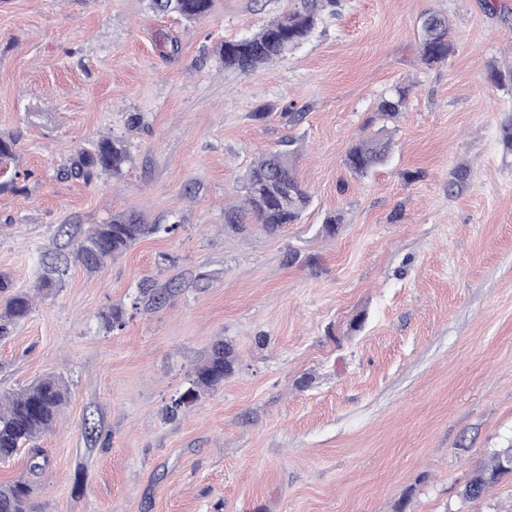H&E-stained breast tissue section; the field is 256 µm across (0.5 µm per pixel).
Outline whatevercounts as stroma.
I'll return each instance as SVG.
<instances>
[{
    "label": "stroma",
    "mask_w": 512,
    "mask_h": 512,
    "mask_svg": "<svg viewBox=\"0 0 512 512\" xmlns=\"http://www.w3.org/2000/svg\"><path fill=\"white\" fill-rule=\"evenodd\" d=\"M292 6L215 0L188 23L148 0H0V135L19 138L0 272L34 293L46 257L69 261L0 341V393L47 374L69 391L37 512H512V473L461 495L512 445V0H339L283 60L225 69L222 43ZM430 13L454 44L433 67ZM400 89L388 161L350 173ZM103 134L128 146L122 174L66 176ZM288 139L301 223L230 228L246 170ZM131 211L174 230L97 272L70 261ZM220 340L232 374L180 404ZM421 60L429 67L444 62L453 50L448 19L429 14L422 20Z\"/></svg>",
    "instance_id": "1"
}]
</instances>
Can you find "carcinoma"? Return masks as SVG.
Listing matches in <instances>:
<instances>
[{
	"label": "carcinoma",
	"instance_id": "obj_1",
	"mask_svg": "<svg viewBox=\"0 0 512 512\" xmlns=\"http://www.w3.org/2000/svg\"><path fill=\"white\" fill-rule=\"evenodd\" d=\"M336 3L337 0H300L299 6L280 13L259 32L225 42L219 48L224 68L247 75L285 58L310 37L324 15L336 14ZM213 4L214 0H151L156 12L173 13L191 23L208 16ZM422 31V62L432 67L445 61L453 50L448 19L429 14L422 20ZM406 102L404 90L380 102L373 121L381 126L373 135L353 140L347 148L344 163L351 173L364 176L387 161L391 150L387 124L397 118ZM297 156L298 150L290 141L288 147L266 152L254 161L239 188L242 205L225 212V223L235 228L243 215L266 231L300 223L312 198L296 176ZM128 160L129 153L123 140L102 136L92 148L75 151L66 172L90 181L97 175L119 174ZM175 229L174 224H148L137 213H118L108 223L97 224L87 232L76 245L74 259L89 270L100 269L141 239ZM59 272L56 264H48L37 292L57 287L55 276ZM10 288V278L0 273V295L6 296L0 313V340L8 337L13 327L27 318L33 309L32 294L12 292ZM231 372L232 349L219 341L195 371L190 389L192 398H197L202 390L223 384ZM67 394L64 382L54 375L42 377L19 391L0 394V462L9 461L23 449L30 453V476L0 485V512H36L32 507L36 486L33 477L39 475L46 464L39 441L52 431L67 401ZM510 456L512 446L494 451L466 484L464 496L469 499L481 497L493 481L511 472L506 465V458Z\"/></svg>",
	"mask_w": 512,
	"mask_h": 512
}]
</instances>
